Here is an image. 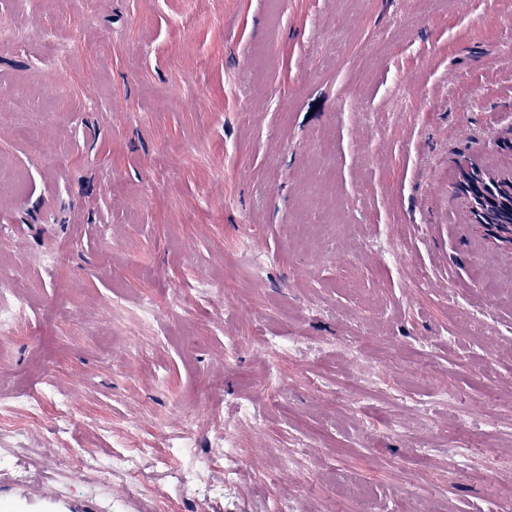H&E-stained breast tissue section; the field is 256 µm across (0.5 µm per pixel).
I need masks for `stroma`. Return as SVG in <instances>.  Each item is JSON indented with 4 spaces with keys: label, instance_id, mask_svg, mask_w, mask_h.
Returning <instances> with one entry per match:
<instances>
[{
    "label": "stroma",
    "instance_id": "35a3bbf8",
    "mask_svg": "<svg viewBox=\"0 0 512 512\" xmlns=\"http://www.w3.org/2000/svg\"><path fill=\"white\" fill-rule=\"evenodd\" d=\"M0 23V109L35 105L0 121V267L26 295L0 431L43 464L29 487L0 458V499L512 512V249L457 190L464 165L512 172V0H0ZM192 406L244 451L204 506L177 490ZM73 448L127 463L67 484Z\"/></svg>",
    "mask_w": 512,
    "mask_h": 512
}]
</instances>
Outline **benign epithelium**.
I'll return each instance as SVG.
<instances>
[{
    "label": "benign epithelium",
    "instance_id": "1",
    "mask_svg": "<svg viewBox=\"0 0 512 512\" xmlns=\"http://www.w3.org/2000/svg\"><path fill=\"white\" fill-rule=\"evenodd\" d=\"M459 190L468 199L471 223L484 228L496 241L512 246V235L504 236L497 231L494 210L500 196L512 199V174L493 176L474 168L465 169Z\"/></svg>",
    "mask_w": 512,
    "mask_h": 512
}]
</instances>
